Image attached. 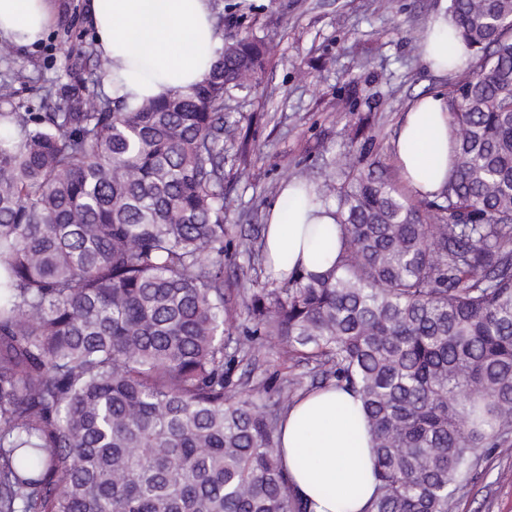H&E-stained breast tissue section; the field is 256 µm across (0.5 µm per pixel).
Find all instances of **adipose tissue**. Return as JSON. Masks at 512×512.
Masks as SVG:
<instances>
[{
  "mask_svg": "<svg viewBox=\"0 0 512 512\" xmlns=\"http://www.w3.org/2000/svg\"><path fill=\"white\" fill-rule=\"evenodd\" d=\"M57 0H0V41L26 47L41 41ZM86 20L108 72L106 90L134 106L186 90L206 75L224 46L213 0H86ZM426 62L438 72L465 67L469 51L447 13L430 22ZM455 128L442 95H425L405 112L393 156L407 188L435 197L448 181ZM335 208L311 202L308 190L285 184L268 210L267 270L282 281L316 274L338 257ZM283 467L312 512H364L375 493L374 455L361 402L348 389L306 394L284 415Z\"/></svg>",
  "mask_w": 512,
  "mask_h": 512,
  "instance_id": "1",
  "label": "adipose tissue"
}]
</instances>
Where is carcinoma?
I'll list each match as a JSON object with an SVG mask.
<instances>
[{
	"mask_svg": "<svg viewBox=\"0 0 512 512\" xmlns=\"http://www.w3.org/2000/svg\"><path fill=\"white\" fill-rule=\"evenodd\" d=\"M479 60L448 90L442 202L343 160L336 264L224 287V105L264 70L224 43L187 91L130 108L71 84L0 112V512H311L281 410L231 379L257 336L358 393L376 495L449 512L480 448L512 451V0H448ZM251 265L263 246L239 243Z\"/></svg>",
	"mask_w": 512,
	"mask_h": 512,
	"instance_id": "obj_1",
	"label": "carcinoma"
}]
</instances>
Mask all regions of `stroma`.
Wrapping results in <instances>:
<instances>
[{"mask_svg":"<svg viewBox=\"0 0 512 512\" xmlns=\"http://www.w3.org/2000/svg\"><path fill=\"white\" fill-rule=\"evenodd\" d=\"M447 0H214L224 19V36L246 33L271 39L260 84L232 102L228 122L235 129L224 162L228 233L224 239V281L238 288L253 272L236 250L239 237H262L268 209L284 183L299 174L322 179L336 154L393 182L401 177L392 161L400 119L418 97L448 92L460 72L434 71L420 57L430 18ZM82 0H60L59 13L44 38L13 49L0 61V81L13 73L15 99L41 109L42 88L75 82L73 60L94 45ZM250 176L241 180L239 168ZM284 367L278 347L257 342L250 360L233 379L250 390L266 383L279 396ZM471 479L456 493L450 512H512V455L493 448L479 452Z\"/></svg>","mask_w":512,"mask_h":512,"instance_id":"stroma-1","label":"stroma"}]
</instances>
